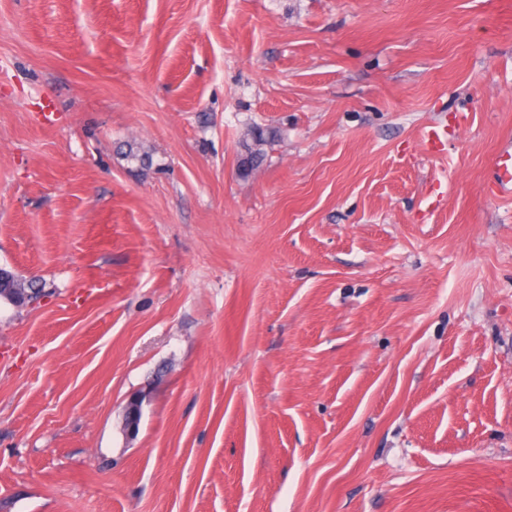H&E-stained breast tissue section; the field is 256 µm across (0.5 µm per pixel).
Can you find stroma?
Segmentation results:
<instances>
[{
  "mask_svg": "<svg viewBox=\"0 0 512 512\" xmlns=\"http://www.w3.org/2000/svg\"><path fill=\"white\" fill-rule=\"evenodd\" d=\"M507 140L512 0H0V512H512ZM489 188L494 196H512V145L501 150L494 158Z\"/></svg>",
  "mask_w": 512,
  "mask_h": 512,
  "instance_id": "1",
  "label": "stroma"
}]
</instances>
